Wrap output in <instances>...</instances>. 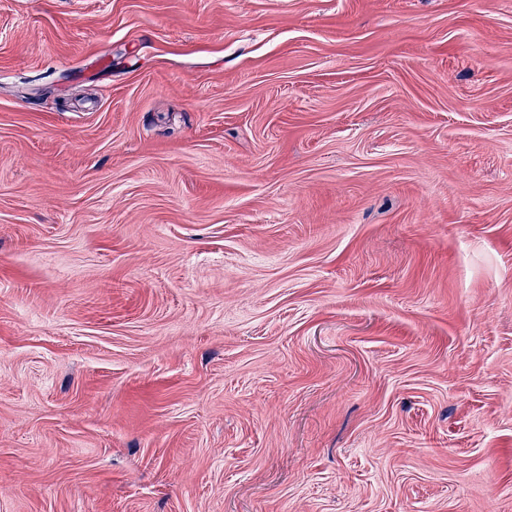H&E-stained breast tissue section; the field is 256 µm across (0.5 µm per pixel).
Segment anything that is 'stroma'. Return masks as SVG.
Returning <instances> with one entry per match:
<instances>
[{"instance_id":"35a3bbf8","label":"stroma","mask_w":512,"mask_h":512,"mask_svg":"<svg viewBox=\"0 0 512 512\" xmlns=\"http://www.w3.org/2000/svg\"><path fill=\"white\" fill-rule=\"evenodd\" d=\"M0 512H512V0H0Z\"/></svg>"}]
</instances>
